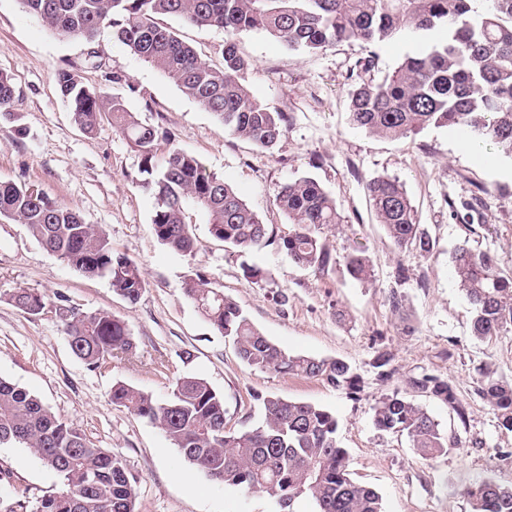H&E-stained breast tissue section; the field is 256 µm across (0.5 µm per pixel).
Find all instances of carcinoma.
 Segmentation results:
<instances>
[{"label": "carcinoma", "mask_w": 512, "mask_h": 512, "mask_svg": "<svg viewBox=\"0 0 512 512\" xmlns=\"http://www.w3.org/2000/svg\"><path fill=\"white\" fill-rule=\"evenodd\" d=\"M28 12L50 30L93 41L105 27L134 56L153 66L184 95L224 123V131L271 149L289 117L254 98L246 83L248 61L231 37L262 30L290 48L318 51L347 42L388 41L404 31L432 37L429 50L407 55L380 82L362 81L350 92V118L356 127L398 139L429 127L461 126L472 140L492 144L512 157V0H21ZM160 15L180 18L194 27H215L229 37L220 67L203 61L194 47L157 22ZM58 89L69 104L74 123L93 134L103 117L127 139L140 157L141 173L154 187L157 206L152 226L171 249L190 254L195 237L186 222L189 207L207 216L213 237L241 251L270 242L268 225L224 179L208 172L193 155L171 149L159 161V129L145 124L125 102L86 86L78 72L60 68ZM13 78L0 72V120L17 121L10 112L16 97ZM377 222L394 245L430 253L435 245L420 229L404 186L377 176L366 183ZM275 204L294 230L281 249L297 265L320 273L332 256L317 230L341 224L336 202L311 177L282 184ZM0 216L27 226L48 251L78 271L106 277L113 290L136 302L145 288L137 263L116 255L106 234L87 224L78 210L58 203L27 185L0 183ZM454 275L474 309L473 335L488 338L512 332V273L493 256L458 246L450 257ZM349 275L371 277L369 260L358 251L347 258ZM213 327L231 338L240 359L250 367L316 378L343 387L352 398L361 391L360 377L341 359L289 355L269 339L224 293L210 287L204 275L184 287ZM21 311L36 316L54 309L74 355L92 368L135 348L125 323L104 310L78 312L60 295L55 298L21 288L10 298ZM377 377L389 380L392 356L377 351ZM411 392L450 407L460 421L467 407L451 380L423 373L408 381ZM479 393L490 404L501 427L512 431V382L484 372ZM263 410L258 426L227 427L224 398L204 379L177 380L172 396L158 401L149 393L117 383L112 404L160 428L183 456L213 480L261 493L278 512H293L296 500L313 501L315 512H384L380 495L353 479L345 448L337 439L335 415L320 406L276 396H255ZM381 431L407 438L425 459L446 454L450 437L423 406L398 391L373 406ZM24 445L44 466L59 473L64 487L43 497L36 512H137V479L122 458L95 447L85 432L57 417L38 397L0 378V444ZM472 512H512V487L491 479L463 489Z\"/></svg>", "instance_id": "obj_1"}]
</instances>
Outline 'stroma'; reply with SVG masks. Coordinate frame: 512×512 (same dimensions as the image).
Wrapping results in <instances>:
<instances>
[{"instance_id":"stroma-1","label":"stroma","mask_w":512,"mask_h":512,"mask_svg":"<svg viewBox=\"0 0 512 512\" xmlns=\"http://www.w3.org/2000/svg\"><path fill=\"white\" fill-rule=\"evenodd\" d=\"M201 58L224 62L226 36L159 17ZM248 61L247 85L255 97L285 113L290 123L265 151L225 133L210 112L187 98L160 71L132 55L103 29L94 44L60 36L22 7L0 0V71L9 73L17 96L11 107L26 128L17 135L0 123V182L26 184L80 211L100 226L114 253L135 261L146 287L137 302L116 294L104 277L77 271L44 250L25 225L0 217V378L40 398L64 421L82 428L91 442L112 449L138 476V512H276L267 497L211 481L188 462L154 424L112 403L123 383L169 399L179 377L205 379L224 399L228 426L241 430L262 418L260 397L307 402L335 413L338 438L347 449L355 480L375 489L385 512H471L462 493L490 477L512 486V432L499 427L479 394L483 368L512 380V332L477 339L473 309L454 276L449 256L461 244L498 257L512 271V158L496 147L471 151L463 130L430 127L400 139L373 136L349 120V93L364 79L381 81L407 55L429 42L412 32L378 44L338 43L317 52L293 50L267 33L235 38ZM101 60L87 62L88 50ZM374 58L371 71L360 63ZM73 67L83 82L125 100L143 123L166 131L157 157L178 148L196 156L207 171L232 185L271 234L270 244L241 252L215 239L205 215L187 212L195 250H170L156 237L153 189L143 183L140 158L102 120L84 134L74 123L54 80L57 68ZM385 175L405 187L422 229L435 246L429 254L395 248L370 209L365 184ZM309 176L335 199L342 223L320 230L334 261L319 274L294 264L279 248L293 232L275 205L280 185ZM368 257L372 276L352 279L346 260L354 250ZM266 270L247 281L243 265ZM407 278L398 281V268ZM203 274L224 291L250 321L291 355L340 358L363 381L358 398L322 379L262 371L245 364L230 338L217 332L187 298V279ZM64 296L82 312L105 310L120 318L136 345L132 358L93 368L77 358L54 312L32 316L10 301L17 289ZM288 297L276 305L274 294ZM398 295L409 317L401 322L389 299ZM391 352L397 368L381 382L372 366L379 350ZM447 377L468 409L459 421L448 406L421 403L455 437L446 454L426 460L405 437L380 431L372 405L392 391H406L409 378ZM61 476L28 449L0 445V512H34L45 495L59 491Z\"/></svg>"}]
</instances>
